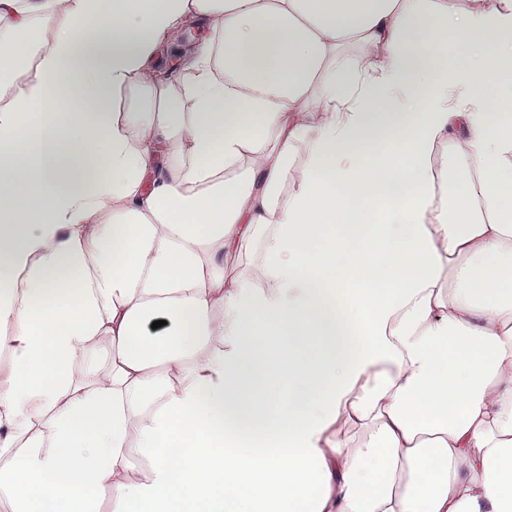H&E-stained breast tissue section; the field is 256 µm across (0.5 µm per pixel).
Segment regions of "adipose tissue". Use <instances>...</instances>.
<instances>
[{"label": "adipose tissue", "instance_id": "adipose-tissue-1", "mask_svg": "<svg viewBox=\"0 0 512 512\" xmlns=\"http://www.w3.org/2000/svg\"><path fill=\"white\" fill-rule=\"evenodd\" d=\"M499 73L512 0H0V512H512Z\"/></svg>", "mask_w": 512, "mask_h": 512}]
</instances>
